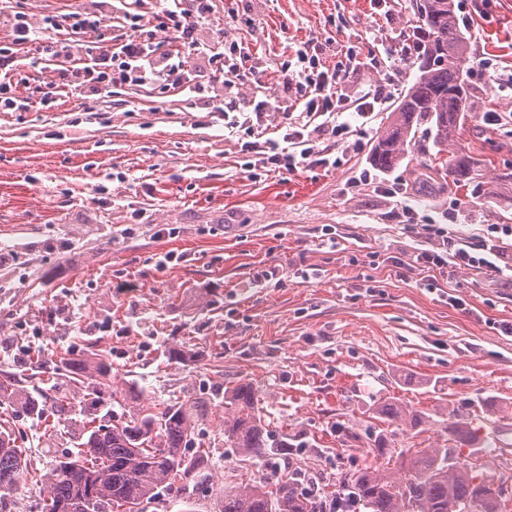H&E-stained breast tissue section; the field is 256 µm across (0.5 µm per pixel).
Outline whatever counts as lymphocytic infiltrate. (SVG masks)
Returning a JSON list of instances; mask_svg holds the SVG:
<instances>
[{"instance_id": "obj_1", "label": "lymphocytic infiltrate", "mask_w": 512, "mask_h": 512, "mask_svg": "<svg viewBox=\"0 0 512 512\" xmlns=\"http://www.w3.org/2000/svg\"><path fill=\"white\" fill-rule=\"evenodd\" d=\"M122 10L131 33L109 42L102 36L106 15L101 0H85L80 7L45 17L38 24L18 11L7 17L6 23L13 30L15 43H27L36 36L45 40L47 52L82 56L80 66L59 71L58 78L61 86L87 96L118 85L150 84L167 92L189 94L208 108L215 102L214 91L243 85L252 72L247 48L233 43L227 52H217L203 38V26L212 11L211 0H167L160 8L146 6L145 0H124ZM61 30L75 33V40H56L55 35ZM166 30L173 34L167 46L157 38L158 32ZM189 54L206 58L205 80H198L186 70L184 58ZM297 60L298 69L284 73L283 80L288 85L310 88V95L303 100V112L323 115V125L329 128L331 137L348 134V126L336 120L335 74L320 70L318 56L307 51H298ZM290 137L297 144L296 150H288L271 139L244 142L242 149L257 155L260 162L289 173L296 170L299 161L311 158L325 167L336 166L337 160L329 150L318 151L306 145L302 132H291ZM425 230L437 239L438 246L417 254L414 268L425 272L451 266L491 278L504 277L500 244L503 238L512 237L511 224L487 225L477 245L439 224L426 225Z\"/></svg>"}]
</instances>
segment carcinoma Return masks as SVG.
I'll return each instance as SVG.
<instances>
[{"mask_svg":"<svg viewBox=\"0 0 512 512\" xmlns=\"http://www.w3.org/2000/svg\"><path fill=\"white\" fill-rule=\"evenodd\" d=\"M419 72L378 138L373 162L380 168L399 164L412 131L427 133L442 153L463 126L470 90L463 76L467 43L453 0H419L417 4ZM45 388L35 391L10 374L0 380V408L19 405L30 414H48L45 432L54 436L61 424L82 417L73 445L41 480V512H137L147 502L162 504L190 482L205 481L211 459L206 450L189 452L195 431L211 414V402L197 397L162 407L136 405L116 417L86 404L101 403L112 380L106 356L72 351L53 362L36 361ZM253 383L242 381L224 391V445L253 461L286 460L288 437L268 428ZM385 422L407 420L406 412L384 403ZM448 448H420L398 453L394 472L359 465L349 459L337 467L336 493L365 512H499L500 489L479 478L466 464L450 462ZM28 473L26 450L14 433L0 428V504L17 496ZM310 478L298 468H284L274 483L224 486L222 512H326L330 495L309 489Z\"/></svg>","mask_w":512,"mask_h":512,"instance_id":"cac0c4a2","label":"carcinoma"}]
</instances>
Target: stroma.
<instances>
[{"label": "stroma", "instance_id": "obj_1", "mask_svg": "<svg viewBox=\"0 0 512 512\" xmlns=\"http://www.w3.org/2000/svg\"><path fill=\"white\" fill-rule=\"evenodd\" d=\"M464 4L471 98L448 154L471 160L469 180L449 187L421 128L386 171L398 195L352 181L373 169L374 142L419 76L415 54L400 50L414 40L415 0H213L206 40L218 51L242 44L254 66L243 88H225L226 114L153 85L90 97L55 89L71 57L43 54L36 41L13 45L0 24V46L21 62L17 95L55 99L48 110L0 111V371L91 347L111 360L112 389L141 402L213 397L196 438L212 459L205 485L164 512H220L225 484L274 478L264 463L224 456L222 394L242 378L261 393L271 430L291 438L290 463L326 490L347 457L393 470L372 451L382 435L399 448H452L454 462L503 485L501 507L512 512V429L494 428L512 420V334L501 330L512 325V282L443 269L431 288L418 271L396 273L436 249L424 224L453 225L472 242L486 225H512V128L487 120L512 113V89L480 72L491 58L512 74V0ZM312 45L322 69L340 72L336 98L351 130L314 139L333 145L339 164L248 177L245 141L279 140L307 121L281 70ZM385 85L381 104L358 117V102ZM261 101L274 111L254 114ZM407 203L417 210L410 220ZM329 232L335 245L324 242ZM168 252L174 261L158 267ZM312 267L319 278L303 282L299 270ZM264 269L278 284L252 287ZM174 340L197 358L169 361ZM386 401L418 426L381 422ZM13 419L32 475L72 451L48 441L39 418ZM455 421L475 445L452 444ZM353 432L360 446H349Z\"/></svg>", "mask_w": 512, "mask_h": 512}]
</instances>
